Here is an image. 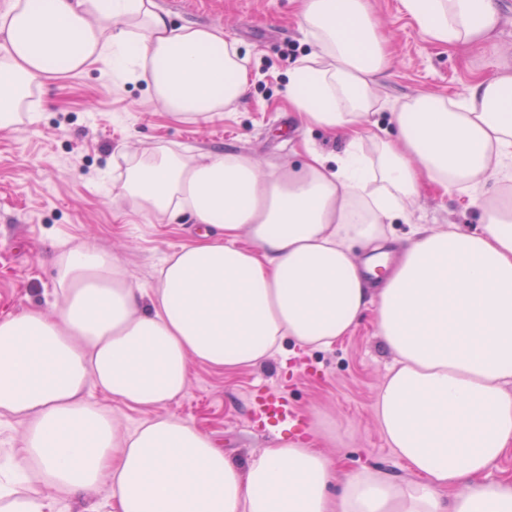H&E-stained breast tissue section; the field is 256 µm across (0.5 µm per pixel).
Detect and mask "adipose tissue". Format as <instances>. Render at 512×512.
<instances>
[{"label": "adipose tissue", "instance_id": "obj_1", "mask_svg": "<svg viewBox=\"0 0 512 512\" xmlns=\"http://www.w3.org/2000/svg\"><path fill=\"white\" fill-rule=\"evenodd\" d=\"M401 5L426 40L496 50L497 0ZM297 17L314 48L291 69L288 101L346 136L345 151L262 173L239 153L152 150L113 179L114 197L199 229L148 287L111 253L69 247L50 309L0 316V417L24 429L0 473V512H55L34 479L66 492L109 484L113 512H512V480H479L512 450V195L497 189L512 177V69L387 109L391 52L369 0H297ZM0 32L1 130L34 86L100 63L177 119L224 111L252 81L222 29L175 23L155 0H8ZM366 139L377 157L361 154ZM427 186L468 194L478 226L419 229L370 279L358 250L388 249L386 224ZM369 308L395 359L376 420L411 478L339 474L308 440L240 464L156 413L182 396L191 363L234 372L287 340L327 348ZM95 389L150 418L120 431Z\"/></svg>", "mask_w": 512, "mask_h": 512}]
</instances>
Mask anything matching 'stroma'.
I'll use <instances>...</instances> for the list:
<instances>
[{"instance_id":"35a3bbf8","label":"stroma","mask_w":512,"mask_h":512,"mask_svg":"<svg viewBox=\"0 0 512 512\" xmlns=\"http://www.w3.org/2000/svg\"><path fill=\"white\" fill-rule=\"evenodd\" d=\"M178 24L214 25L248 53L254 73L246 97L208 119L178 121L141 87L113 78L103 64L76 77L36 87L37 122L0 131V314L47 305L56 288L58 242L86 243L112 252L136 282L152 284L162 261L189 241L190 221L166 223L113 198L112 178L144 151L172 147L227 151L260 168L302 165L307 148L341 155L346 141L307 125L288 103L289 72L312 45L299 29L294 0H156ZM392 50L379 93L392 105L421 92L454 96L492 74L483 47L451 49L421 37L400 0H371ZM407 220L388 225L404 238L420 227L475 225L467 196L431 190L407 206ZM393 362L365 312L347 335L325 349L284 343L259 365L227 373L190 368L188 385L166 415L192 421L238 462L266 448L269 434L250 428L254 392L287 393L305 417L326 414L335 437L316 448L352 471L379 467L406 479L410 472L389 448L375 418V397ZM60 512H108L109 487L92 496L37 485Z\"/></svg>"}]
</instances>
